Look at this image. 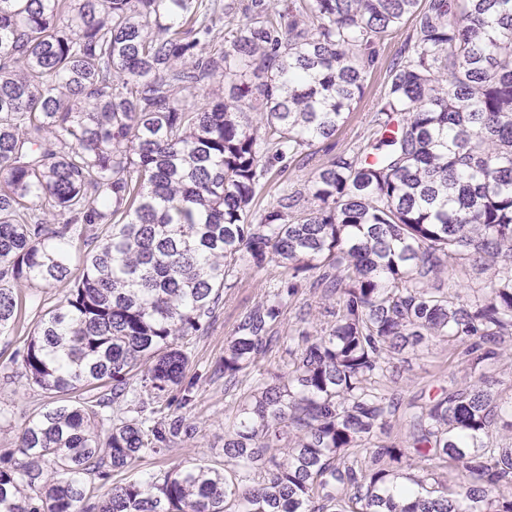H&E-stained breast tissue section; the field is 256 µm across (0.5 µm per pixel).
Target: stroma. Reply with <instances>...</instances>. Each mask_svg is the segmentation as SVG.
I'll return each mask as SVG.
<instances>
[{
	"label": "stroma",
	"instance_id": "1",
	"mask_svg": "<svg viewBox=\"0 0 512 512\" xmlns=\"http://www.w3.org/2000/svg\"><path fill=\"white\" fill-rule=\"evenodd\" d=\"M412 33V25H405L382 48L378 63L367 76L364 97L333 137L316 142L307 155L296 160L273 164L268 181L255 198L254 211L274 205L283 190L306 192L315 171L336 155L362 145L372 130L374 105L384 93L386 67L403 50ZM290 280L287 269L272 262L259 270L240 272L232 287L225 289L223 301L206 330L191 340V358L186 370L187 380L194 383L188 392L191 402L182 404V395L186 393L182 387H175L170 394L171 414L183 417L195 432L174 444L160 458L141 461L138 474L191 464L217 467L223 464L224 424L237 415L240 397L250 386L281 371L286 359L285 338L303 329L319 330L334 321L335 298L324 296L319 290L300 289L276 328L278 341L255 359L236 385L225 384L221 368L224 348L235 335L241 316L265 301L274 289L287 287ZM40 309L23 308L17 327L0 335V452L15 448L19 427L26 419L61 401L60 395L29 385L24 376L22 351L41 316ZM391 372L385 381L388 391L397 394L402 404L424 405L442 390L462 383L466 365L459 350L432 339L418 348L405 350L394 360Z\"/></svg>",
	"mask_w": 512,
	"mask_h": 512
}]
</instances>
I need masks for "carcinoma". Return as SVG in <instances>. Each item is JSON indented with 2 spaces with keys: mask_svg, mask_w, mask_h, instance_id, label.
Segmentation results:
<instances>
[{
  "mask_svg": "<svg viewBox=\"0 0 512 512\" xmlns=\"http://www.w3.org/2000/svg\"><path fill=\"white\" fill-rule=\"evenodd\" d=\"M241 9L246 22L224 31ZM414 21L373 129L253 216L271 156L335 135L384 44ZM219 79L225 93L194 100ZM94 240L73 276L69 246ZM276 261L235 381L304 283L336 321L288 337L224 426V468L160 469L93 498L194 428L166 413L224 289ZM479 263L475 295L440 274ZM73 280L22 355L47 408L0 455V512H512L504 403L485 367L512 336V0H0V335L16 287ZM462 350L469 382L378 444L376 384L406 348Z\"/></svg>",
  "mask_w": 512,
  "mask_h": 512,
  "instance_id": "carcinoma-1",
  "label": "carcinoma"
}]
</instances>
